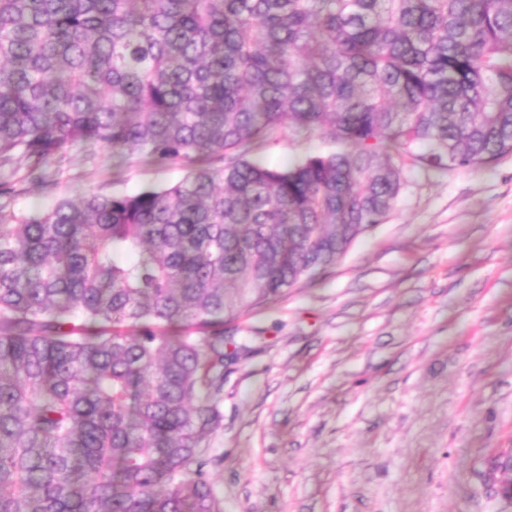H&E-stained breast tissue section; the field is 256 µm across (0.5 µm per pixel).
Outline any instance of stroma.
<instances>
[{"mask_svg": "<svg viewBox=\"0 0 512 512\" xmlns=\"http://www.w3.org/2000/svg\"><path fill=\"white\" fill-rule=\"evenodd\" d=\"M336 147L281 129L282 167ZM175 163L67 151L24 213L163 188ZM222 427L206 439L224 512H512V155L484 170L408 162L398 200L335 266L224 322Z\"/></svg>", "mask_w": 512, "mask_h": 512, "instance_id": "obj_1", "label": "stroma"}]
</instances>
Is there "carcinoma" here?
<instances>
[{
	"instance_id": "1",
	"label": "carcinoma",
	"mask_w": 512,
	"mask_h": 512,
	"mask_svg": "<svg viewBox=\"0 0 512 512\" xmlns=\"http://www.w3.org/2000/svg\"><path fill=\"white\" fill-rule=\"evenodd\" d=\"M285 125L347 150L271 167ZM98 146L190 171L0 203V512H224V317L335 265L412 149L512 153V0H0V195Z\"/></svg>"
}]
</instances>
